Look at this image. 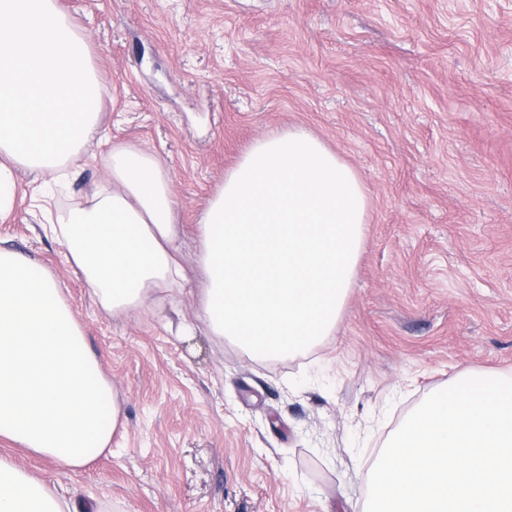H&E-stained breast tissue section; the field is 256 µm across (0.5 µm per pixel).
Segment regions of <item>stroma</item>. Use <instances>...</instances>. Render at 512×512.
I'll return each mask as SVG.
<instances>
[{"mask_svg":"<svg viewBox=\"0 0 512 512\" xmlns=\"http://www.w3.org/2000/svg\"><path fill=\"white\" fill-rule=\"evenodd\" d=\"M104 88L53 211L91 201L101 156L152 153L201 286L199 214L257 139L300 126L360 175L367 222L331 336L255 362L198 299L112 317L13 172L0 248L65 290L121 408L83 470L0 438V455L103 512H360L384 441L468 370L512 374V0H59ZM194 323L188 336L170 325Z\"/></svg>","mask_w":512,"mask_h":512,"instance_id":"35a3bbf8","label":"stroma"}]
</instances>
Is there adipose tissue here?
I'll list each match as a JSON object with an SVG mask.
<instances>
[{
    "label": "adipose tissue",
    "instance_id": "ef3b65f1",
    "mask_svg": "<svg viewBox=\"0 0 512 512\" xmlns=\"http://www.w3.org/2000/svg\"><path fill=\"white\" fill-rule=\"evenodd\" d=\"M91 51L58 0H0V205L10 170L49 181L99 131ZM112 189L58 214L65 246L113 315L184 294L167 175L150 153L113 148ZM367 197L358 174L318 138L277 130L224 176L199 219L204 285L198 317L253 360L303 353L332 334L361 255ZM120 422L112 382L92 354L59 280L0 249V437L80 470ZM0 512H101L0 457Z\"/></svg>",
    "mask_w": 512,
    "mask_h": 512
}]
</instances>
